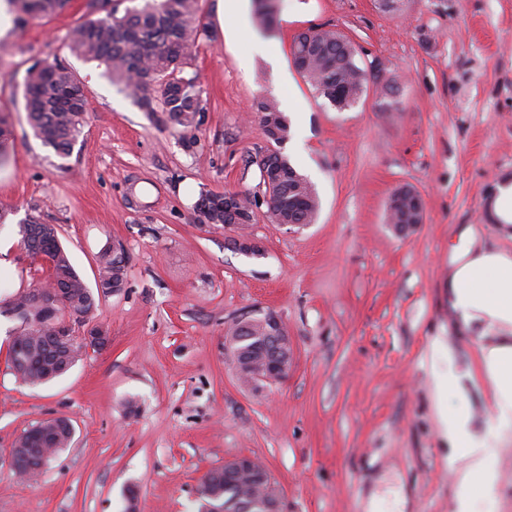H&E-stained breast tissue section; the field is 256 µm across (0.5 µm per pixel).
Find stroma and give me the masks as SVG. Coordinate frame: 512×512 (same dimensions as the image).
I'll return each instance as SVG.
<instances>
[{"label":"stroma","instance_id":"35a3bbf8","mask_svg":"<svg viewBox=\"0 0 512 512\" xmlns=\"http://www.w3.org/2000/svg\"><path fill=\"white\" fill-rule=\"evenodd\" d=\"M86 0L10 26L0 37V116L13 137L0 163V297L39 278L19 224L36 216L87 284L103 247L124 245L127 286L98 297L94 321L110 345L63 376L22 383L8 365L16 320L0 316V512H198L205 473L244 455L263 462L287 512H363L371 495L402 488L404 512H452L451 450L437 435L427 350L442 336L460 369L478 344L457 335L448 309L451 251L476 225L493 230L488 202L512 177V0H281L256 31L252 0L225 14L202 0L208 34L192 69L206 120L194 148L150 118L70 53ZM321 26L350 37L379 84L340 111L295 70L293 36ZM260 33L278 63L256 54ZM68 65L89 114L69 158L42 145L24 112L28 68ZM398 108L381 109L384 87ZM286 104L281 150L314 185L315 223L288 228L254 210L263 254L232 250L230 230L203 223L201 193L260 189L268 142L256 98ZM408 185L425 221L410 235L386 222ZM277 313L293 356L285 381L242 385L227 332L242 314ZM71 418L75 434L38 477L6 464L32 424Z\"/></svg>","mask_w":512,"mask_h":512}]
</instances>
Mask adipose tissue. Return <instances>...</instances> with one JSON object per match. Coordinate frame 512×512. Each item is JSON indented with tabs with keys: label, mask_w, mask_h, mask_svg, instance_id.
I'll list each match as a JSON object with an SVG mask.
<instances>
[{
	"label": "adipose tissue",
	"mask_w": 512,
	"mask_h": 512,
	"mask_svg": "<svg viewBox=\"0 0 512 512\" xmlns=\"http://www.w3.org/2000/svg\"><path fill=\"white\" fill-rule=\"evenodd\" d=\"M477 231L464 228L448 279V305L455 327L481 339L478 368L490 389L491 408L484 432H477L463 385L464 374L446 360L451 347L435 337L429 347V376L439 400L438 437L454 450L455 512H492L499 474L493 450L512 442V251L475 247Z\"/></svg>",
	"instance_id": "ef3b65f1"
}]
</instances>
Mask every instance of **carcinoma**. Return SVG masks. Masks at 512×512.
I'll list each match as a JSON object with an SVG mask.
<instances>
[{"instance_id": "1", "label": "carcinoma", "mask_w": 512, "mask_h": 512, "mask_svg": "<svg viewBox=\"0 0 512 512\" xmlns=\"http://www.w3.org/2000/svg\"><path fill=\"white\" fill-rule=\"evenodd\" d=\"M24 24L29 18L51 15L64 9L69 0H15ZM83 19L71 30L70 51L87 61L105 65L107 77L120 86L141 111L163 113L164 121L180 129L187 148L197 143L196 132L204 124L206 108L198 85V76L188 74L192 49L200 35L206 33L201 0H143L139 7L126 9L118 15L112 0H87ZM278 8V0H254L253 22L269 29ZM358 50L346 36L333 30L311 27L294 35L291 44L292 62L317 95L342 111L356 104L367 89L366 70L357 64ZM25 111L28 122L42 144L61 157H69L86 123L87 98L81 83L68 67L55 60L32 65L24 82ZM254 112L265 132H277L271 140L281 145L290 135V123L269 98L254 101ZM272 154L281 161L283 178L264 188L263 197L238 192V207L252 215L265 203L274 224H312L321 202L310 180L301 174L279 150ZM412 187L403 186L393 195L401 206L387 215L389 224H409L416 217ZM196 209L205 224L224 223V194L200 195ZM34 217L19 225L25 249L33 254L59 255L47 266V276L30 284L29 289L52 288L56 284L73 289L85 313L97 309L93 290L76 271L60 243L40 236ZM126 257L105 248L99 257V278L105 288L126 286ZM47 328L27 333L23 340L28 366L23 382L43 384L44 367L52 364L46 354ZM231 349L239 350L237 375L247 386L257 385L255 379L269 355V324L265 316H255L248 329L234 322L230 327ZM211 484L197 488L199 509L205 512H240L241 499L250 497L260 502L268 496L266 489L249 483L246 476L210 477Z\"/></svg>"}]
</instances>
